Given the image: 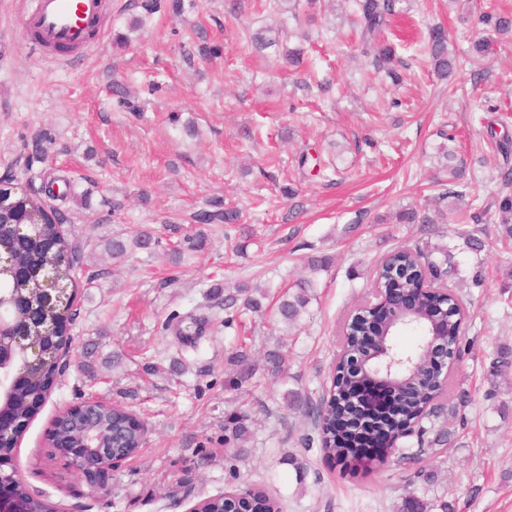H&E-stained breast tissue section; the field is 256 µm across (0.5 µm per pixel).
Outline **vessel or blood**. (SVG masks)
<instances>
[{"mask_svg": "<svg viewBox=\"0 0 512 512\" xmlns=\"http://www.w3.org/2000/svg\"><path fill=\"white\" fill-rule=\"evenodd\" d=\"M103 7V0H25L22 15L34 36L33 49L47 51L58 44L94 47L89 28L100 19Z\"/></svg>", "mask_w": 512, "mask_h": 512, "instance_id": "obj_1", "label": "vessel or blood"}]
</instances>
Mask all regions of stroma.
Listing matches in <instances>:
<instances>
[{
    "mask_svg": "<svg viewBox=\"0 0 512 512\" xmlns=\"http://www.w3.org/2000/svg\"><path fill=\"white\" fill-rule=\"evenodd\" d=\"M128 3L109 0L93 52L45 56L30 47L22 0H0V175L37 190L70 181L66 198L46 203L66 212L63 236L83 259L73 347L15 450L24 488L65 512H188L244 485L283 512H396L408 495L456 512H512V241L498 214L512 196L501 179L512 159L499 146L512 139V42L443 81L425 54L440 23L449 54L463 57L479 15L510 11L512 0H399L384 33L407 65L398 86L367 65L352 0L293 13L252 0L232 24L224 0H196L178 16L161 8L120 49ZM269 28L278 43L267 49L244 37ZM201 45L218 55L200 56ZM299 45L313 68L284 65V49ZM118 85L135 110L119 105ZM39 133L52 142L34 157L27 145ZM452 164L478 191L479 222L437 221ZM284 185L294 201L282 199ZM216 201L240 209L242 223L196 224ZM407 209L433 225L399 221ZM144 231L152 248L113 258V240ZM398 248L447 269L467 318L453 390L423 419L424 439H401L391 466L362 479L306 446L316 431L302 406L322 397L341 323ZM311 257L326 268L310 271ZM304 279L313 296L284 324L279 298ZM240 285L265 291L264 311L228 328L224 295ZM239 349L258 361L279 350L284 370L229 386ZM91 396L145 427L141 447L95 478L53 457L49 437L60 410ZM241 411L253 423L238 453L224 445V423ZM437 429L447 444H434Z\"/></svg>",
    "mask_w": 512,
    "mask_h": 512,
    "instance_id": "1",
    "label": "stroma"
}]
</instances>
